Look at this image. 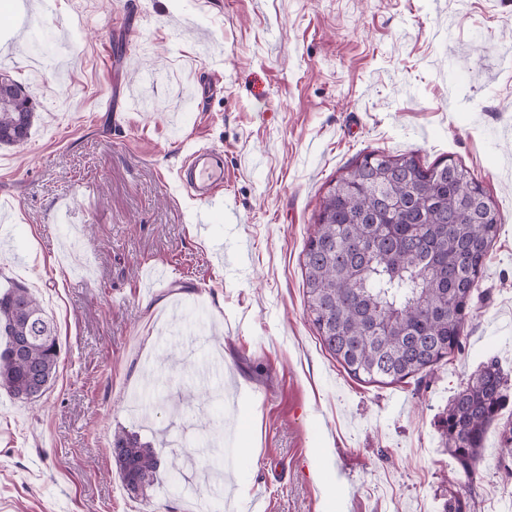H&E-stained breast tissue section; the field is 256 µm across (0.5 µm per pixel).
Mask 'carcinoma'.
<instances>
[{
    "label": "carcinoma",
    "instance_id": "carcinoma-1",
    "mask_svg": "<svg viewBox=\"0 0 512 512\" xmlns=\"http://www.w3.org/2000/svg\"><path fill=\"white\" fill-rule=\"evenodd\" d=\"M35 105L0 73V147L24 144ZM485 196L470 170L440 159L423 166L413 155L368 152L330 182L304 248L306 311L322 345L349 376L395 383L463 348L464 327L501 218L463 201ZM0 389L28 402L31 382L49 388L60 347L54 325L28 288L0 293ZM27 338V352L13 355ZM512 399V385L490 360L448 402L441 436L467 476L481 459L487 429ZM499 468L512 476V428ZM112 466L130 494L144 493L159 460L137 436L112 437Z\"/></svg>",
    "mask_w": 512,
    "mask_h": 512
}]
</instances>
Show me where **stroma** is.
<instances>
[{
  "label": "stroma",
  "mask_w": 512,
  "mask_h": 512,
  "mask_svg": "<svg viewBox=\"0 0 512 512\" xmlns=\"http://www.w3.org/2000/svg\"><path fill=\"white\" fill-rule=\"evenodd\" d=\"M41 2L24 33L0 0V71L37 110L0 148V291L31 289L60 358L38 401L0 392V512H512L502 422L469 476L440 430L488 360L512 377V0ZM201 146L215 203L176 178ZM373 150L464 165L502 219L464 352L420 381L353 379L305 312L320 200ZM118 429L159 458L144 495ZM179 179L192 196L215 201L224 194V157L221 151L202 147L184 157ZM112 466L130 494H143L159 468L156 453L136 435L118 431L112 437Z\"/></svg>",
  "instance_id": "1"
}]
</instances>
